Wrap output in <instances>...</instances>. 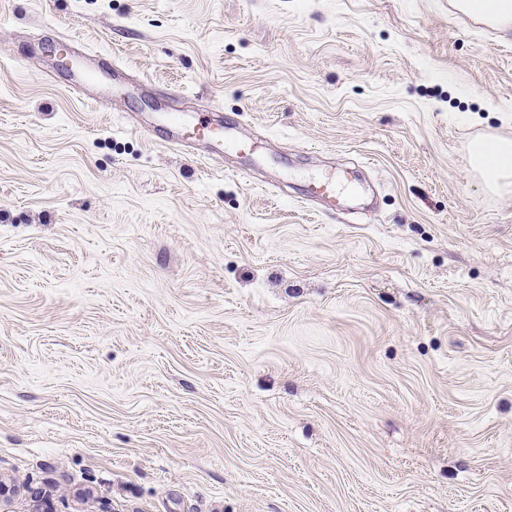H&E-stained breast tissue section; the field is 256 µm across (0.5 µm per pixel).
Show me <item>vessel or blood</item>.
I'll list each match as a JSON object with an SVG mask.
<instances>
[{"label": "vessel or blood", "mask_w": 512, "mask_h": 512, "mask_svg": "<svg viewBox=\"0 0 512 512\" xmlns=\"http://www.w3.org/2000/svg\"><path fill=\"white\" fill-rule=\"evenodd\" d=\"M113 65L79 66L71 75L73 85L93 84L104 86L108 76L114 75ZM165 133V143L174 149L188 150L206 142L210 145L209 158L216 170H223L225 155L240 152H256L253 137L244 134L240 123L225 124L200 118L188 112H165L159 117ZM349 179L328 170L314 176L301 193L306 204L318 205L321 211L333 212L342 208L348 200Z\"/></svg>", "instance_id": "1"}]
</instances>
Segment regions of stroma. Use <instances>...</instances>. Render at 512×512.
Returning <instances> with one entry per match:
<instances>
[{
    "label": "stroma",
    "mask_w": 512,
    "mask_h": 512,
    "mask_svg": "<svg viewBox=\"0 0 512 512\" xmlns=\"http://www.w3.org/2000/svg\"><path fill=\"white\" fill-rule=\"evenodd\" d=\"M510 108L449 0H0V512H512ZM207 109L250 178L155 137ZM329 166L374 207L298 202ZM112 75V81L121 77L124 80L123 75L114 68V64L109 62L106 66H102L100 61L92 67H87L81 63V65L71 74L72 85L80 86L83 84H94L98 86L103 92H109V87L104 81L108 76ZM470 162L489 186L508 184L512 178V140L489 137L477 141Z\"/></svg>",
    "instance_id": "stroma-1"
}]
</instances>
